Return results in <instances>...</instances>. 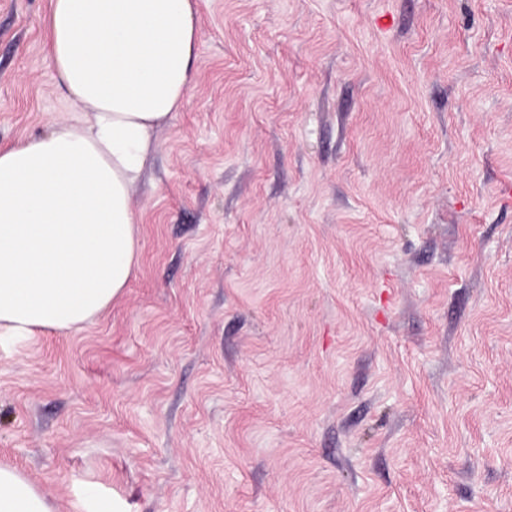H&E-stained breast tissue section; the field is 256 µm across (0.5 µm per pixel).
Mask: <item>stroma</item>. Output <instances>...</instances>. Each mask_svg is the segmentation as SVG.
<instances>
[{
	"instance_id": "1",
	"label": "stroma",
	"mask_w": 512,
	"mask_h": 512,
	"mask_svg": "<svg viewBox=\"0 0 512 512\" xmlns=\"http://www.w3.org/2000/svg\"><path fill=\"white\" fill-rule=\"evenodd\" d=\"M92 322L0 339L54 512H512V0H195ZM0 0V146L79 114Z\"/></svg>"
}]
</instances>
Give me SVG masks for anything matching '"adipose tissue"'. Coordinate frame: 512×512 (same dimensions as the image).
<instances>
[{
  "label": "adipose tissue",
  "mask_w": 512,
  "mask_h": 512,
  "mask_svg": "<svg viewBox=\"0 0 512 512\" xmlns=\"http://www.w3.org/2000/svg\"><path fill=\"white\" fill-rule=\"evenodd\" d=\"M47 58L82 117L0 148V337L82 326L137 263L130 190L194 80L193 0H50ZM0 512H54L0 465Z\"/></svg>",
  "instance_id": "1"
}]
</instances>
